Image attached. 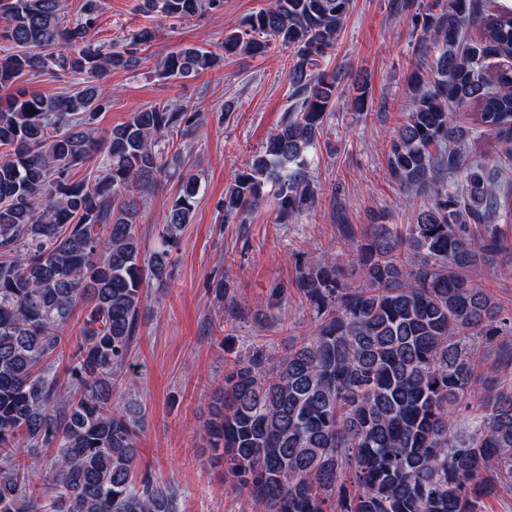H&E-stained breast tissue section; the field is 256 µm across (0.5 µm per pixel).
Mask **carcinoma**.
Wrapping results in <instances>:
<instances>
[{
  "label": "carcinoma",
  "instance_id": "1",
  "mask_svg": "<svg viewBox=\"0 0 512 512\" xmlns=\"http://www.w3.org/2000/svg\"><path fill=\"white\" fill-rule=\"evenodd\" d=\"M170 20L224 0H142ZM352 0H274L224 37V52H293L290 104L277 132L224 190L222 221L258 208L276 189L279 218L312 208L305 170L345 74L313 67L336 46ZM64 0H0V512H176L177 493L139 470L140 409L117 384L139 336L146 276L168 274L190 223L198 177L181 178L162 249L141 257L134 218L169 176L159 143L186 134L197 113L155 104L98 134L110 107L100 80L138 67L155 41L141 28L120 50L100 44L98 0L64 21ZM412 23L434 66L407 80V120L392 136V181L419 203L403 229L371 224L356 249L298 253L296 287L317 324L278 354L269 344L224 372L206 442L214 464L258 512H479L495 479H512V389L483 369L482 345L512 339L494 297L471 270L512 274V180L493 182L466 150L460 116L512 146V9L485 0H432ZM217 55L194 44L158 73L189 79ZM54 72L78 78L54 96L17 86ZM99 160L96 175L71 173ZM359 273L345 282L344 269ZM86 309L82 336L63 328ZM68 353L67 392L50 359ZM480 398L469 430L456 415ZM42 455L41 474L24 458Z\"/></svg>",
  "mask_w": 512,
  "mask_h": 512
}]
</instances>
